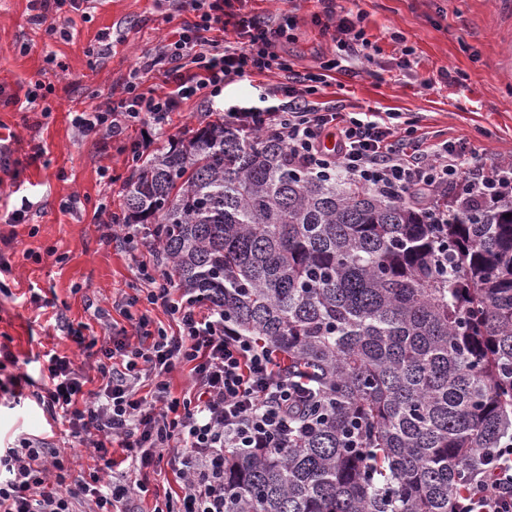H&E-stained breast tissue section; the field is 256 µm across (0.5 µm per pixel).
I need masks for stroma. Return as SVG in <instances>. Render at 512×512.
Returning a JSON list of instances; mask_svg holds the SVG:
<instances>
[{
    "instance_id": "stroma-1",
    "label": "stroma",
    "mask_w": 512,
    "mask_h": 512,
    "mask_svg": "<svg viewBox=\"0 0 512 512\" xmlns=\"http://www.w3.org/2000/svg\"><path fill=\"white\" fill-rule=\"evenodd\" d=\"M370 45L367 59L353 61V76H339L325 87L320 101L342 99L355 108L397 113L426 139L463 145L473 164L491 168L512 161V0H359ZM258 14L292 10L296 40L282 51L296 69H318L336 50L332 32L314 21L319 0H248ZM169 0H91L85 16L72 21L68 38H50L31 19L28 0H0V255L12 265L6 282L10 295L0 294V345L19 359L53 349L83 363L63 323L101 326L95 310L120 313L112 306L119 295H137L143 283L139 259L99 238V201L120 213L125 183L131 173V142L144 139L148 127L129 129L124 139L85 137L72 124L75 113L111 100L130 77L141 57L155 53L162 41L188 20ZM110 32L112 49L92 63L87 49L99 34ZM404 35L412 49L403 65L400 47L390 35ZM55 53L63 70L46 69L44 57ZM43 82L52 94L38 101L37 111L9 105L24 98L31 83ZM248 83L226 85L215 102H187L157 135L156 146L189 138L213 108L250 98ZM49 116H41V109ZM82 204L74 211L63 204L72 196ZM31 207L23 223L8 214L22 200ZM39 288L44 308L30 301ZM0 375V441L50 430V418L34 402L10 404ZM182 493L171 467L150 480L147 492L133 493L119 503L120 512H152L158 497Z\"/></svg>"
}]
</instances>
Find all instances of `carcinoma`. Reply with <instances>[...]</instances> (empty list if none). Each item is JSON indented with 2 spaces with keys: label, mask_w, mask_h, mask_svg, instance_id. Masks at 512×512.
Returning a JSON list of instances; mask_svg holds the SVG:
<instances>
[{
  "label": "carcinoma",
  "mask_w": 512,
  "mask_h": 512,
  "mask_svg": "<svg viewBox=\"0 0 512 512\" xmlns=\"http://www.w3.org/2000/svg\"><path fill=\"white\" fill-rule=\"evenodd\" d=\"M508 213L439 223L221 118L136 163L120 223L323 400L306 437L224 456V512H456L512 440Z\"/></svg>",
  "instance_id": "carcinoma-1"
}]
</instances>
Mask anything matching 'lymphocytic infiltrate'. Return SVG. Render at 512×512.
Returning a JSON list of instances; mask_svg holds the SVG:
<instances>
[{
	"label": "lymphocytic infiltrate",
	"instance_id": "obj_1",
	"mask_svg": "<svg viewBox=\"0 0 512 512\" xmlns=\"http://www.w3.org/2000/svg\"><path fill=\"white\" fill-rule=\"evenodd\" d=\"M320 2L325 28L336 33L337 53L314 72L294 70L280 50L293 38L288 12L261 16L236 10L232 0H177L192 20L157 53L143 56L118 103L98 104L74 123L83 135L109 139L146 121L162 128L186 102L212 99L227 82L276 71L284 76L279 86L259 88L256 102L230 106L224 116L283 143L292 162L310 173L340 174L359 189L427 208L443 207L445 187L465 173L476 201L512 194L511 161L475 173L464 148H432L380 111L357 118L343 101H319L333 74H351L349 59L369 44L363 12ZM161 65L166 90L144 88V77ZM139 272L141 297L115 301L123 324H104L100 337L69 328L71 340L93 356L90 368L49 350L34 356V372H21L15 355L0 352V371L17 369L9 378L14 403L35 402L65 425L70 444L92 450L99 462L75 480L67 454L47 438H17L0 448V512H76L80 505L113 512L131 488L145 489L163 464L176 470L186 490L165 497L153 512H224L226 450L287 447L294 417L314 401L313 389L288 378L273 350L225 327L223 309L201 311L194 293L175 287L160 260L140 261ZM142 300L147 310L139 309ZM152 306L171 318L174 330L155 325ZM181 365L189 368L185 399L173 397L168 380ZM115 443L136 464L134 483L110 477L119 466ZM457 512H512V443L492 454Z\"/></svg>",
	"mask_w": 512,
	"mask_h": 512
}]
</instances>
